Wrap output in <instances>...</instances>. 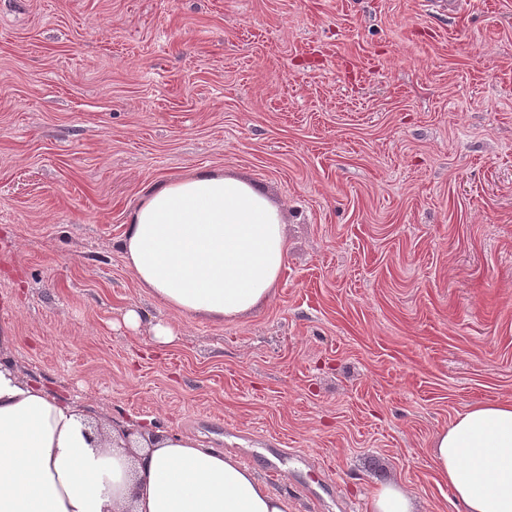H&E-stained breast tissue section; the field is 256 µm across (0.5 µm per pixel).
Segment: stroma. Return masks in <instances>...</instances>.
<instances>
[{"mask_svg":"<svg viewBox=\"0 0 512 512\" xmlns=\"http://www.w3.org/2000/svg\"><path fill=\"white\" fill-rule=\"evenodd\" d=\"M201 170L259 186L288 241L224 324L120 249ZM0 332L23 377L233 452L291 512L383 485L457 512L432 439L512 400V0H0Z\"/></svg>","mask_w":512,"mask_h":512,"instance_id":"obj_1","label":"stroma"}]
</instances>
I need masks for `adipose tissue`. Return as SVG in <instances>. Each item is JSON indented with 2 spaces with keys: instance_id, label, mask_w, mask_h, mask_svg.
<instances>
[{
  "instance_id": "obj_1",
  "label": "adipose tissue",
  "mask_w": 512,
  "mask_h": 512,
  "mask_svg": "<svg viewBox=\"0 0 512 512\" xmlns=\"http://www.w3.org/2000/svg\"><path fill=\"white\" fill-rule=\"evenodd\" d=\"M141 287L183 315L233 321L265 304L287 263L278 206L252 184L202 172L168 180L121 239ZM460 512H512V402H478L432 441ZM0 512H289L234 454L180 434L127 447L0 361Z\"/></svg>"
}]
</instances>
